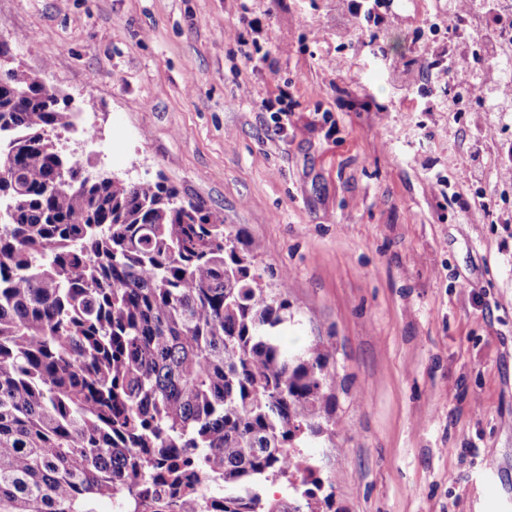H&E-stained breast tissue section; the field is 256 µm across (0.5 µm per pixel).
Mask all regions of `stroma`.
<instances>
[{
	"label": "stroma",
	"mask_w": 512,
	"mask_h": 512,
	"mask_svg": "<svg viewBox=\"0 0 512 512\" xmlns=\"http://www.w3.org/2000/svg\"><path fill=\"white\" fill-rule=\"evenodd\" d=\"M0 0V39L96 144L90 174L164 175L258 244L336 350V434L305 454L331 512H499L512 501V100L458 109L430 68L448 0ZM376 39L385 57L355 48ZM284 97L287 114L261 109ZM485 207L481 222L469 210ZM348 16L351 24L360 20L372 23L376 27L391 26L399 22V14L392 11H379L376 6L380 0H350L348 1Z\"/></svg>",
	"instance_id": "stroma-1"
}]
</instances>
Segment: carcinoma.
I'll return each mask as SVG.
<instances>
[{
	"label": "carcinoma",
	"mask_w": 512,
	"mask_h": 512,
	"mask_svg": "<svg viewBox=\"0 0 512 512\" xmlns=\"http://www.w3.org/2000/svg\"><path fill=\"white\" fill-rule=\"evenodd\" d=\"M40 73L0 81V512H324L335 352L284 350L288 278L162 178L99 179ZM283 482L288 508L266 498Z\"/></svg>",
	"instance_id": "obj_1"
}]
</instances>
